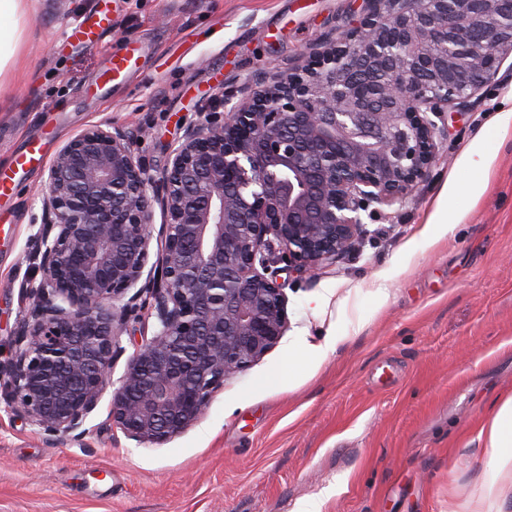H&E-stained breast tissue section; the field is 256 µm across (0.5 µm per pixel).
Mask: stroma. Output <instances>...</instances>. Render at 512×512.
I'll return each instance as SVG.
<instances>
[{
  "mask_svg": "<svg viewBox=\"0 0 512 512\" xmlns=\"http://www.w3.org/2000/svg\"><path fill=\"white\" fill-rule=\"evenodd\" d=\"M360 0H27L24 72L0 76V167L30 142L48 156L110 118L149 132L140 156L160 177L183 123L250 98L355 26ZM97 43L67 31L97 10ZM141 50L121 81L87 90L125 41ZM449 112L426 179L367 221L355 248L315 275L287 274L280 342L228 377L200 421L161 445L112 430L104 392L80 444L52 445L0 405V512H512V465L490 468L480 431L512 394V68ZM485 191L453 199L480 133ZM43 167L0 196V360L23 310L20 284L41 224ZM340 335L334 354L301 340Z\"/></svg>",
  "mask_w": 512,
  "mask_h": 512,
  "instance_id": "35a3bbf8",
  "label": "stroma"
}]
</instances>
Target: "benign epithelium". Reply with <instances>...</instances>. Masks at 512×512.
<instances>
[{"label": "benign epithelium", "instance_id": "1", "mask_svg": "<svg viewBox=\"0 0 512 512\" xmlns=\"http://www.w3.org/2000/svg\"><path fill=\"white\" fill-rule=\"evenodd\" d=\"M359 24L306 66L222 112L185 121L162 176L164 248L150 260L144 128L104 120L44 171L39 280L0 395L46 440L81 443L137 301L157 331L112 391V427L163 444L194 426L224 380L282 338L277 264L313 274L349 252L362 214L385 216L424 181L438 120L501 82L512 0H362Z\"/></svg>", "mask_w": 512, "mask_h": 512}]
</instances>
